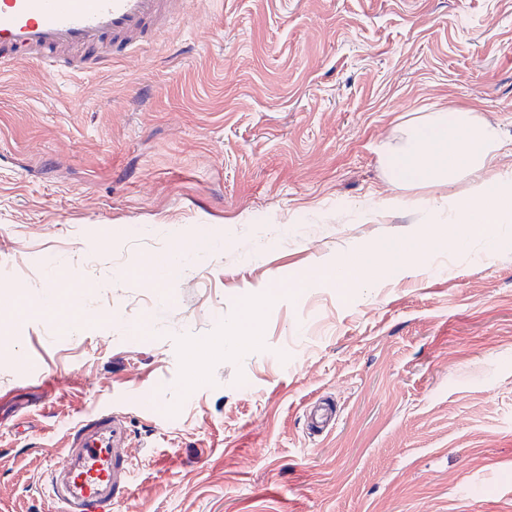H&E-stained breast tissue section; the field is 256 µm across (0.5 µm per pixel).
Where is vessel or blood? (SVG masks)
Instances as JSON below:
<instances>
[{
  "label": "vessel or blood",
  "mask_w": 512,
  "mask_h": 512,
  "mask_svg": "<svg viewBox=\"0 0 512 512\" xmlns=\"http://www.w3.org/2000/svg\"><path fill=\"white\" fill-rule=\"evenodd\" d=\"M185 9V0H0V64L31 59L61 74L96 72L156 42ZM128 437L124 423L101 412L68 430L44 480L56 512H112L135 473V458L119 452Z\"/></svg>",
  "instance_id": "vessel-or-blood-1"
}]
</instances>
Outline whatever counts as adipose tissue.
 I'll list each match as a JSON object with an SVG mask.
<instances>
[{"mask_svg": "<svg viewBox=\"0 0 512 512\" xmlns=\"http://www.w3.org/2000/svg\"><path fill=\"white\" fill-rule=\"evenodd\" d=\"M512 152V139L483 121L477 112L456 108L425 114L413 125L402 144L385 149L384 160L394 182L402 187L452 186L467 180L475 194L494 199L492 207H473L452 196L433 203L435 213L447 216L454 233L448 247L458 250L480 239L495 244L497 227L512 222V172L495 169L493 158ZM433 242L427 233L366 247L359 264L335 263L319 267L312 279L329 280L346 288L363 272H377L375 253L387 255L389 267L406 272L421 266Z\"/></svg>", "mask_w": 512, "mask_h": 512, "instance_id": "ef3b65f1", "label": "adipose tissue"}]
</instances>
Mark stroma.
I'll list each match as a JSON object with an SVG mask.
<instances>
[{
  "label": "stroma",
  "instance_id": "35a3bbf8",
  "mask_svg": "<svg viewBox=\"0 0 512 512\" xmlns=\"http://www.w3.org/2000/svg\"><path fill=\"white\" fill-rule=\"evenodd\" d=\"M187 4L102 71L0 69V512H53L43 474L92 410L140 457L112 512H512V224L300 284L467 198L397 187L379 147L448 108L512 135V0ZM53 288L80 326L17 319ZM254 301L259 338L223 351ZM433 241L426 232L416 231L408 238L393 239L382 242L376 246H369L362 250L361 261L358 265L336 260L335 264L321 266L313 271L311 280H329L336 284V288H349L350 284L358 280L363 271L375 274L380 267L373 257L376 252H382L389 259L390 270L406 272L421 266L426 253H429Z\"/></svg>",
  "mask_w": 512,
  "mask_h": 512
}]
</instances>
